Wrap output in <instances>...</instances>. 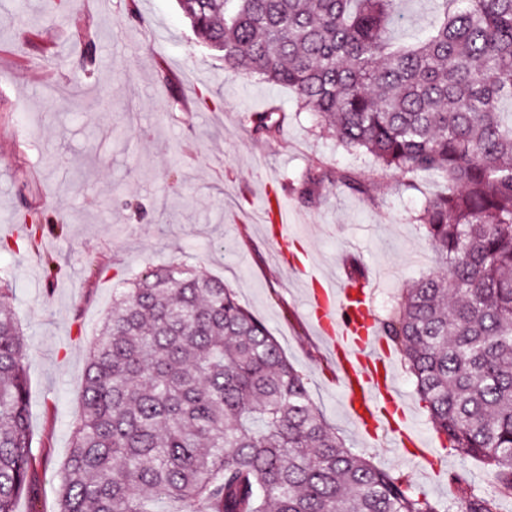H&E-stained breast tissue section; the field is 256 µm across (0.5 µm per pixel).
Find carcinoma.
<instances>
[{
    "mask_svg": "<svg viewBox=\"0 0 512 512\" xmlns=\"http://www.w3.org/2000/svg\"><path fill=\"white\" fill-rule=\"evenodd\" d=\"M427 34L396 43L399 0H178L225 70L292 90L322 132L369 154L405 186L448 190L416 222L442 273L405 289L384 333L408 365L436 431L512 495V0H435ZM280 135L277 111L248 116ZM351 172L312 166L308 202ZM0 284V512H17L36 457L27 342ZM58 512H441L407 479L347 447L265 324L224 282L179 263L148 268L112 296L90 347L82 413L60 475Z\"/></svg>",
    "mask_w": 512,
    "mask_h": 512,
    "instance_id": "cac0c4a2",
    "label": "carcinoma"
}]
</instances>
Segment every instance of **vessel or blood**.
Here are the masks:
<instances>
[{"label": "vessel or blood", "instance_id": "vessel-or-blood-1", "mask_svg": "<svg viewBox=\"0 0 512 512\" xmlns=\"http://www.w3.org/2000/svg\"><path fill=\"white\" fill-rule=\"evenodd\" d=\"M263 215L273 227L275 243H288L286 200L280 197L267 202ZM292 265L308 277L309 318L336 364L337 383L348 414L365 435L393 439L411 457H429L431 450L396 385L393 355L380 336L370 291L310 273L308 262L300 257H293Z\"/></svg>", "mask_w": 512, "mask_h": 512}]
</instances>
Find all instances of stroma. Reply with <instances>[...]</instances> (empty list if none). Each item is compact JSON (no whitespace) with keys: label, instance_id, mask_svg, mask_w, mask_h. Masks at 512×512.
<instances>
[{"label":"stroma","instance_id":"obj_1","mask_svg":"<svg viewBox=\"0 0 512 512\" xmlns=\"http://www.w3.org/2000/svg\"><path fill=\"white\" fill-rule=\"evenodd\" d=\"M391 36L408 42L434 20V0H402ZM94 39L86 59L79 33ZM209 106H201L199 98ZM278 105L274 140L244 117ZM321 164L371 183L367 194L326 184L317 202L291 191ZM435 174L408 190L377 178L372 160L337 148L295 94L225 72L176 0H0V276L28 343L29 424L38 457L18 512H57L59 474L81 411L86 354L113 289L181 261L234 288L303 375L325 419L355 451L462 512L464 488L491 491L486 468L444 447L403 361L395 380L433 448L426 467L361 434L345 414L336 366L312 330L305 288L273 250L265 194L288 199V222L319 272L345 279L358 261L377 319L403 288L438 268L414 216L443 191ZM461 477L453 484L451 476Z\"/></svg>","mask_w":512,"mask_h":512}]
</instances>
